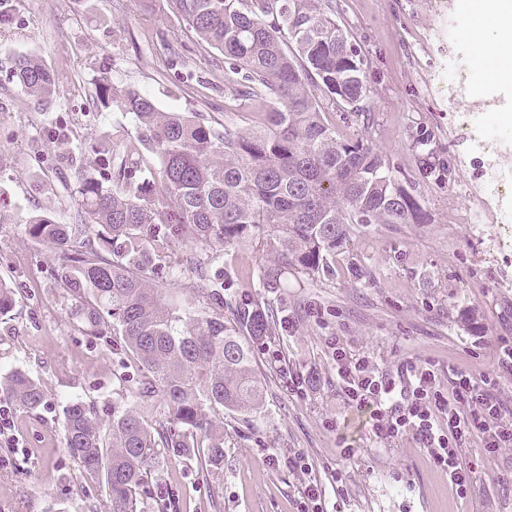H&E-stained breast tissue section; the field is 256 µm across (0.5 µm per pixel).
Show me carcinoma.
Returning a JSON list of instances; mask_svg holds the SVG:
<instances>
[{"instance_id":"carcinoma-1","label":"carcinoma","mask_w":512,"mask_h":512,"mask_svg":"<svg viewBox=\"0 0 512 512\" xmlns=\"http://www.w3.org/2000/svg\"><path fill=\"white\" fill-rule=\"evenodd\" d=\"M195 35L224 59L266 108L245 131L219 129L196 115L160 110L147 95L119 86L99 99L130 115L134 154L155 156L158 170L128 175L109 187L76 168L77 222L30 221L29 234L63 255L59 288L79 303V331L113 332L142 369L112 403V419L96 417L80 399L67 402L64 445L79 469L104 478L111 512H143L141 492L158 448L208 471L224 467V432L212 416L257 414L265 388L256 371V345L272 335L275 317L261 304L239 306L235 324L221 308L224 285L206 268L215 248L247 242L272 250L277 263L258 268L265 288H277L283 269L308 276L336 274V254L353 224H425L417 199L383 157L362 141L349 142L324 119V107L363 116L368 95L364 61L336 25L335 0H166ZM291 48H285V41ZM13 78L39 102L54 79L41 58L21 55ZM122 240L105 257L90 245ZM192 250L168 259L171 243ZM197 280L193 292L209 306L178 311L162 302L161 281L176 268ZM0 392L29 413L43 402L38 381L22 370L0 376ZM163 407L159 427L143 411Z\"/></svg>"}]
</instances>
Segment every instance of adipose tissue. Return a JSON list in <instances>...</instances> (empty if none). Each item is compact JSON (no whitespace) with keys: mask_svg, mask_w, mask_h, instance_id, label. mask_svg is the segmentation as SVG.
I'll list each match as a JSON object with an SVG mask.
<instances>
[{"mask_svg":"<svg viewBox=\"0 0 512 512\" xmlns=\"http://www.w3.org/2000/svg\"><path fill=\"white\" fill-rule=\"evenodd\" d=\"M465 16L474 68L512 85V0H467Z\"/></svg>","mask_w":512,"mask_h":512,"instance_id":"adipose-tissue-1","label":"adipose tissue"}]
</instances>
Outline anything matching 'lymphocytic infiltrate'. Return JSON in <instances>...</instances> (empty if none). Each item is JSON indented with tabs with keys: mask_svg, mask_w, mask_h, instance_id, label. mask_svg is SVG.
<instances>
[{
	"mask_svg": "<svg viewBox=\"0 0 512 512\" xmlns=\"http://www.w3.org/2000/svg\"><path fill=\"white\" fill-rule=\"evenodd\" d=\"M330 348L342 401L364 417L369 436L380 444L412 436L459 496L473 484V472L459 453L472 435H480L489 455L512 446V423L496 396L500 375H512L511 340L500 338L492 372L454 370L446 390L433 364L404 363L406 385L400 388L383 367L348 352L340 337L331 339Z\"/></svg>",
	"mask_w": 512,
	"mask_h": 512,
	"instance_id": "obj_1",
	"label": "lymphocytic infiltrate"
}]
</instances>
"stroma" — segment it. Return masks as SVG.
Returning a JSON list of instances; mask_svg holds the SVG:
<instances>
[{
  "instance_id": "obj_1",
  "label": "stroma",
  "mask_w": 512,
  "mask_h": 512,
  "mask_svg": "<svg viewBox=\"0 0 512 512\" xmlns=\"http://www.w3.org/2000/svg\"><path fill=\"white\" fill-rule=\"evenodd\" d=\"M461 0H336L335 19L364 60L371 93L364 120L325 119L341 139L360 140L382 154L428 215L424 224L358 226L336 274L286 271L279 288L249 276L264 258L246 245L225 247L211 278L224 281V320L233 323L244 300L287 317L258 346L266 402L256 415H225L224 468L210 474L159 451L144 498L145 512H296L309 478L339 512H512V447L484 454L478 438L461 451L475 484L458 497L412 436L386 447L348 416L336 387L328 339L341 337L355 355L397 378L401 362H432L440 383L453 368L493 369L499 338H512V246L499 242L494 213L463 224L475 209L489 161L512 169V138L499 156L470 151L457 116L490 101L496 122L512 120V91L472 72L471 94L448 99V47L465 45ZM124 40L113 37L115 26ZM39 55L56 87L50 103L27 96L12 79L17 56ZM215 50L168 11L165 0H12L0 24V279L15 294L0 316V373L23 369L44 391L40 408L15 413L18 447L0 440V512H111L102 476L81 472L64 448L63 410L69 399L93 406L105 420L138 367L121 336L77 329V305L58 288L59 253L37 243L27 223L47 215L74 221V169L118 183L137 139L128 114L101 104L100 85L132 87L159 109L202 115L215 127L252 123L249 97L224 109L228 89ZM110 131L107 150L96 148ZM451 164L453 177L437 168ZM363 277L354 278L350 263ZM308 378L306 396L288 389L289 374ZM348 418L355 458L340 454L330 423ZM308 457L311 473L274 467L267 449Z\"/></svg>"
}]
</instances>
